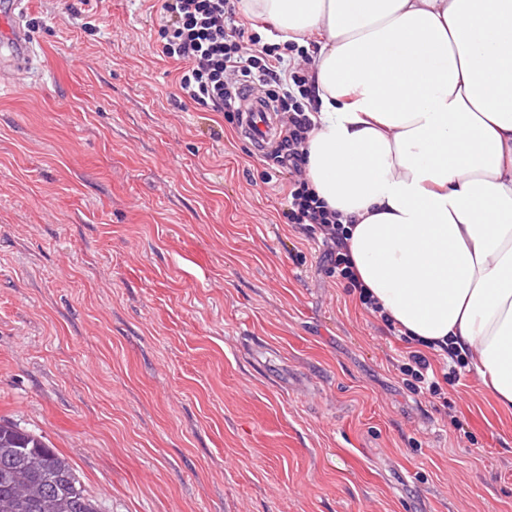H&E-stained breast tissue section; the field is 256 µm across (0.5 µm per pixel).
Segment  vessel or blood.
Returning a JSON list of instances; mask_svg holds the SVG:
<instances>
[{"label": "vessel or blood", "mask_w": 512, "mask_h": 512, "mask_svg": "<svg viewBox=\"0 0 512 512\" xmlns=\"http://www.w3.org/2000/svg\"><path fill=\"white\" fill-rule=\"evenodd\" d=\"M25 12V0H0V78L26 71L32 61L31 43L23 25ZM271 130L267 109L251 107L246 115V134L260 144Z\"/></svg>", "instance_id": "vessel-or-blood-1"}]
</instances>
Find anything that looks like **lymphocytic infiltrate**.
I'll return each mask as SVG.
<instances>
[{
    "mask_svg": "<svg viewBox=\"0 0 512 512\" xmlns=\"http://www.w3.org/2000/svg\"><path fill=\"white\" fill-rule=\"evenodd\" d=\"M237 0H163L158 47L163 57L180 61L179 99L195 108L239 118L241 88L259 85L265 103L282 113L279 140L267 153L264 179L272 181L289 173L288 223L319 229L323 259L338 282L356 293L361 306L372 313L381 308L360 280L346 246L349 230L340 214L321 200L305 175L304 143L313 126L310 117L314 88L306 69L307 48L288 43L268 44L240 16ZM466 360L447 352L441 370L429 357L412 350L397 370L403 385L414 394L440 395L442 382L459 381Z\"/></svg>",
    "mask_w": 512,
    "mask_h": 512,
    "instance_id": "obj_1",
    "label": "lymphocytic infiltrate"
}]
</instances>
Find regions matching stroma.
Masks as SVG:
<instances>
[{
	"label": "stroma",
	"mask_w": 512,
	"mask_h": 512,
	"mask_svg": "<svg viewBox=\"0 0 512 512\" xmlns=\"http://www.w3.org/2000/svg\"><path fill=\"white\" fill-rule=\"evenodd\" d=\"M161 0H29L0 84V418L102 512H512V413L331 275L281 182L177 98ZM396 369L401 375L403 385L414 394L439 396L442 387L438 373L433 369L430 358L420 350L408 351Z\"/></svg>",
	"instance_id": "obj_1"
}]
</instances>
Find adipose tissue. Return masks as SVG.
Here are the masks:
<instances>
[{"label":"adipose tissue","instance_id":"1","mask_svg":"<svg viewBox=\"0 0 512 512\" xmlns=\"http://www.w3.org/2000/svg\"><path fill=\"white\" fill-rule=\"evenodd\" d=\"M316 38L306 177L410 338L512 412V0H241Z\"/></svg>","mask_w":512,"mask_h":512}]
</instances>
